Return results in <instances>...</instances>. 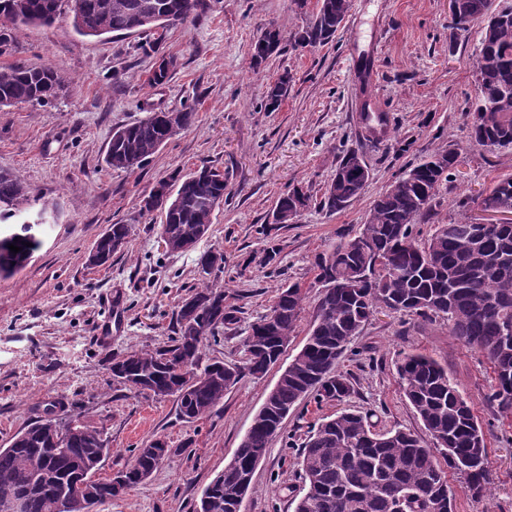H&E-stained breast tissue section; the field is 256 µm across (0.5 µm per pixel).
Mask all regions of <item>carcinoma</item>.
Listing matches in <instances>:
<instances>
[{
    "mask_svg": "<svg viewBox=\"0 0 512 512\" xmlns=\"http://www.w3.org/2000/svg\"><path fill=\"white\" fill-rule=\"evenodd\" d=\"M68 8L77 33L88 37L119 35L138 29L139 20L155 13L174 14L181 21L194 15L200 0H0V55L11 46L18 25L50 26ZM350 9V0H317L309 22L294 44L316 48L333 39ZM458 25L484 23L475 61L476 96L471 104V138L490 149H512V4L493 6V0H456ZM280 32L271 27L252 46L258 66L279 50ZM291 78L282 74L266 89V107L277 109L288 95ZM67 88L64 75L48 66L0 67V106L49 104ZM168 114L152 112L112 134L106 163L135 170L171 135ZM459 164L458 152H435L397 178L367 213L357 235L340 240L315 259V279L323 291L306 343L288 364V375L273 392L275 407L293 410L306 396L318 402H342L353 385L336 371L338 359L369 321L386 307L423 320L448 321V328L465 345L481 351L493 373L490 398L501 412L512 414V224H494L485 231L472 217L437 225L426 238L415 224L439 203L440 188ZM352 155H345L326 184L319 206L330 212L348 207L363 193L366 180L355 173ZM170 184L144 200V209L164 214L161 237L168 251L184 242L198 243L207 233L216 208L224 203V175L202 166L184 177L175 193ZM481 202L493 211L512 212V174L495 178L492 186L462 203ZM311 196L300 188L279 197L274 211L286 213L308 207ZM21 178L0 171V223L36 205ZM130 228L112 224L93 246L97 265L125 250ZM31 246H25V243ZM21 248L13 253L8 245ZM39 240L20 233L0 241V272L11 273L38 249ZM191 307L181 303L175 313L174 336L162 348L138 350L112 360V377L140 393L173 397L188 420L209 415L242 372L220 361L202 364V346L218 328L237 322L236 309L224 306V286L207 282L191 290ZM304 294L297 284L279 288L269 313L250 325L246 338V370L254 378L266 374L293 335L303 310ZM405 396L421 419L426 436L401 429L381 430L370 416L344 409L314 424L298 453L302 483L314 494L291 499L293 512H393L403 498L404 512H429L440 494L445 512H453L448 471L462 479L472 495L481 498L492 481L488 443L471 404L448 378L447 369L421 353H407L399 365ZM51 404L26 429L0 448V501L27 489L30 512H60L59 498L84 473L99 469L108 449L101 431L86 424L66 428ZM272 419L255 414L238 449L246 469L255 454L266 455L276 432ZM433 438L444 447H431ZM138 448L130 465L118 472L127 486L154 472L150 449ZM81 462L82 468L74 467ZM233 483L206 494L204 512H233Z\"/></svg>",
    "mask_w": 512,
    "mask_h": 512,
    "instance_id": "obj_1",
    "label": "carcinoma"
}]
</instances>
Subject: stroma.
<instances>
[{
  "mask_svg": "<svg viewBox=\"0 0 512 512\" xmlns=\"http://www.w3.org/2000/svg\"><path fill=\"white\" fill-rule=\"evenodd\" d=\"M198 15L170 27L153 51L139 50L141 33L107 39L79 35L70 13L48 27L13 29L0 67L48 65L69 81L47 105L0 107V170L21 177L45 219L41 242L20 270L0 275V448L55 401L71 404L84 424L103 430L110 451L97 472L122 470L132 451L155 439L170 455L145 481L97 506L96 512H195L203 490L223 472L284 366L306 342L322 288L316 256L352 238L374 200L429 153H459L458 171L441 190L442 203L416 230L463 215V199L512 173V150H492L470 137L467 109L475 98L474 64L482 23L455 26L447 0H351L332 41L295 46L307 12L293 0H204ZM279 29L278 52L253 65L251 45L267 27ZM176 68L168 81L147 82L160 58ZM289 74L288 94L268 111L264 91ZM193 108L192 128L170 138L138 169L105 162L113 130L150 110ZM357 153L370 178L346 210L319 209L341 157ZM223 171L227 188L213 223L194 248L167 251L160 211L144 199L166 181L201 165ZM302 187L314 199L291 224H276L278 197ZM131 227L123 253L94 267L88 256L109 225ZM213 251L223 269L203 272ZM224 286L235 324L202 349L203 362L244 366L246 331L267 314L281 284H300L304 310L280 361L264 377H244L213 412L179 416L173 399L129 390L112 378L113 357L165 345L171 319L190 289L205 281ZM422 353L448 369L451 383L488 426L493 481L474 499L456 474L448 486L454 512H512V416L488 396L489 365L465 346L445 320L429 323L378 308L337 364L354 390L345 404L304 398L283 421L257 466L244 512H291L302 483L297 449L310 427L340 407L370 413L382 428L424 434L404 395L397 366Z\"/></svg>",
  "mask_w": 512,
  "mask_h": 512,
  "instance_id": "35a3bbf8",
  "label": "stroma"
}]
</instances>
